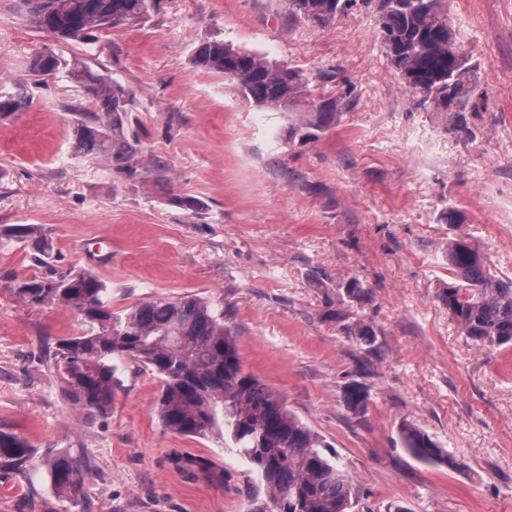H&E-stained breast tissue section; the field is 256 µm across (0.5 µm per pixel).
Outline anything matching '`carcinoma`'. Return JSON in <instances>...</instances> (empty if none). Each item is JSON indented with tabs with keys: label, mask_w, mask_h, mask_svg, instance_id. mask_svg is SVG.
I'll return each instance as SVG.
<instances>
[{
	"label": "carcinoma",
	"mask_w": 512,
	"mask_h": 512,
	"mask_svg": "<svg viewBox=\"0 0 512 512\" xmlns=\"http://www.w3.org/2000/svg\"><path fill=\"white\" fill-rule=\"evenodd\" d=\"M156 0H21L28 23L56 40L84 41L94 33L150 19ZM445 0H379L378 38L398 76L434 109L466 106L469 54L458 41ZM311 22L336 19V0H289ZM195 62L233 82L250 104L288 109L308 90L295 68L231 43L200 45ZM58 58L39 53L28 62L34 76L50 73ZM70 74L91 105L70 106L79 115L73 149L112 163L133 177L137 149L126 137L132 98L119 81L74 63ZM32 241L43 257L48 245L31 224L0 229V237ZM489 258L463 240H448V268L461 283L439 298L465 335L497 349L512 345V279L494 275ZM31 305L55 304L78 314L83 329L58 341L57 358L70 398L92 414L112 410L118 365L133 360L160 380L157 414L162 427L187 437L222 440L257 472L265 499L247 512H352L357 492L336 456L265 383L243 369L234 334L224 325V301L187 295L149 298L120 313L112 289L89 272L54 273L21 281ZM229 433H224V429ZM405 448L430 463L459 466L428 435L402 426ZM34 450L18 436L0 433V467L26 464ZM51 485L68 502L81 495L84 473L67 454L43 461Z\"/></svg>",
	"instance_id": "carcinoma-1"
}]
</instances>
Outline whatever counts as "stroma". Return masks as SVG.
<instances>
[{
	"label": "stroma",
	"mask_w": 512,
	"mask_h": 512,
	"mask_svg": "<svg viewBox=\"0 0 512 512\" xmlns=\"http://www.w3.org/2000/svg\"><path fill=\"white\" fill-rule=\"evenodd\" d=\"M0 0V228L32 224L50 246L0 243V433L27 441L22 469L0 470V512H246L262 486L253 467L208 438L166 431L159 381L128 362L112 410L75 404L56 368L78 315L21 301L20 280L88 271L112 308L153 297H220L246 372L308 425L352 478L354 512H512V347L467 337L439 294L446 246L463 238L512 277V0H447L470 52L462 112L420 107L377 37V0L326 27L288 0H159L151 19L64 43ZM224 40L295 67L315 100L338 101L329 126L302 125L311 104L271 111L244 102L193 61ZM60 66L33 79L31 57ZM83 61L129 88L128 131L146 166L125 179L72 152ZM457 223H449V213ZM357 280L359 296L345 285ZM365 325V343L343 331ZM367 406L347 410L350 386ZM409 423L454 454L451 469L416 460ZM88 469L78 503L47 482L46 457ZM187 457L217 477L187 474Z\"/></svg>",
	"instance_id": "35a3bbf8"
}]
</instances>
